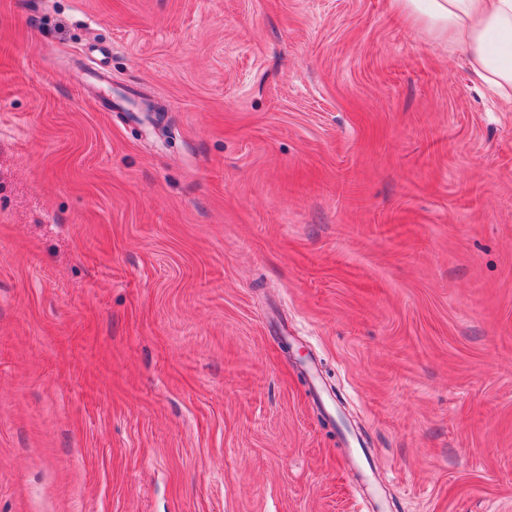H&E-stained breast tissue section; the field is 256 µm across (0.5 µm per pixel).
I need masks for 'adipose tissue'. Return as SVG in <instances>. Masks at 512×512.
<instances>
[{"mask_svg":"<svg viewBox=\"0 0 512 512\" xmlns=\"http://www.w3.org/2000/svg\"><path fill=\"white\" fill-rule=\"evenodd\" d=\"M392 11L448 50H463L473 77L512 105V0H388Z\"/></svg>","mask_w":512,"mask_h":512,"instance_id":"ef3b65f1","label":"adipose tissue"}]
</instances>
